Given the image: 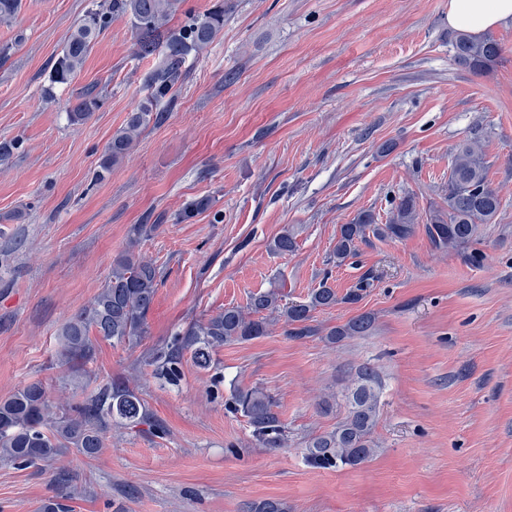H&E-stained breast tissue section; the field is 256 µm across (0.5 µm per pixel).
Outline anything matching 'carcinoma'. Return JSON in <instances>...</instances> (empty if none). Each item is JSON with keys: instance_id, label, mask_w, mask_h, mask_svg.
I'll return each mask as SVG.
<instances>
[{"instance_id": "obj_1", "label": "carcinoma", "mask_w": 512, "mask_h": 512, "mask_svg": "<svg viewBox=\"0 0 512 512\" xmlns=\"http://www.w3.org/2000/svg\"><path fill=\"white\" fill-rule=\"evenodd\" d=\"M184 0H103L98 8L88 11L71 29L63 43L51 78L65 83L81 71L100 33L114 17L128 19L136 37L137 56L159 57L149 81V95L129 112L125 125L105 147L100 168L106 173L133 150L141 133L161 114L154 103L168 96L183 77V65L190 56L198 57L224 29L227 8L224 0L206 11L192 15L182 26H170ZM455 60L476 73H487L503 55L501 43L491 35L473 37L461 34L453 43ZM102 95L96 87L85 88L71 108L70 119L78 124L98 109ZM489 162L484 147L465 140L455 149L448 171V187L443 203L432 205L428 213L419 212L414 194L406 193L387 212L386 222L363 210L340 226L328 263L338 267L359 255V244L370 237L400 241L409 237L420 220L434 248L461 250L479 241L482 226L496 221L503 208L500 187L488 177ZM138 228L126 248L113 260L112 271L101 291L60 331V366L69 372L91 359L94 341H112L129 347L138 346L145 336L146 317L157 293L159 268L138 252ZM276 254H292L298 250L294 234L284 229L275 238ZM367 287L363 284L338 296L336 289L320 283L299 303L286 301L281 288H270L250 298L248 311L226 307L224 311L197 321L183 332L178 348L155 349L148 355L153 375L174 381L178 378L179 351L192 350L195 363L210 366L212 351L224 344L249 341L268 334L276 317L290 325L288 335L295 338L313 336L317 328L310 325L313 312L331 308L337 302L354 304L362 300ZM370 313L350 319L328 332L337 343L347 337L360 336L373 326ZM380 385L374 368L361 366L344 394L345 413L336 426L312 437L305 448V459L313 467L330 469L355 467L378 448L373 439L380 408ZM274 400L260 388L239 390L234 394V410L242 413L266 446L282 444V428L273 412ZM148 416L137 389L128 382L108 381L75 408L56 406L50 402L46 388L34 382L0 401V462L12 465H51L74 449L86 457H94L103 449L112 422L143 424Z\"/></svg>"}]
</instances>
